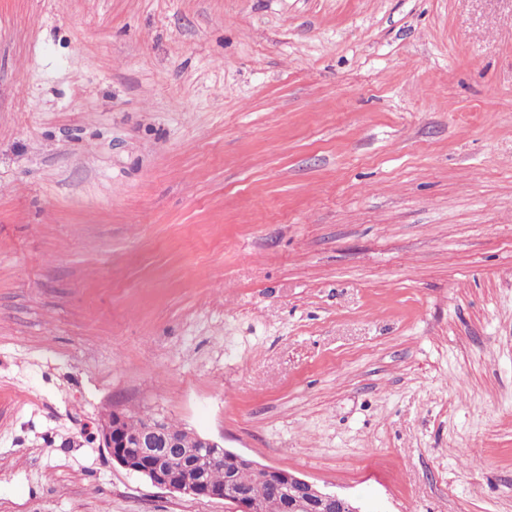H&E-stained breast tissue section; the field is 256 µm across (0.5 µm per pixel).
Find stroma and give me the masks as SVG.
<instances>
[{"instance_id":"stroma-1","label":"stroma","mask_w":512,"mask_h":512,"mask_svg":"<svg viewBox=\"0 0 512 512\" xmlns=\"http://www.w3.org/2000/svg\"><path fill=\"white\" fill-rule=\"evenodd\" d=\"M115 408L512 512V0H0V512H227Z\"/></svg>"}]
</instances>
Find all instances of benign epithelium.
Returning a JSON list of instances; mask_svg holds the SVG:
<instances>
[{"instance_id": "benign-epithelium-1", "label": "benign epithelium", "mask_w": 512, "mask_h": 512, "mask_svg": "<svg viewBox=\"0 0 512 512\" xmlns=\"http://www.w3.org/2000/svg\"><path fill=\"white\" fill-rule=\"evenodd\" d=\"M127 419L119 409L107 412L100 420L95 439L113 462L155 487L196 498L223 500L231 506V512H260L258 503L237 485L233 476L217 486L203 470L196 468L197 457L206 454L214 463H222L227 457L252 469L266 481L273 496L287 503L286 512H362L357 501L348 496L327 491L284 468L261 464L214 439L198 435V447L183 448L180 439L168 430L164 418L146 420L135 434L127 432Z\"/></svg>"}]
</instances>
